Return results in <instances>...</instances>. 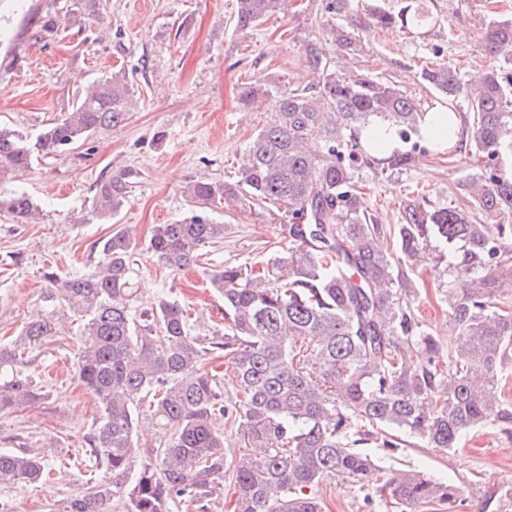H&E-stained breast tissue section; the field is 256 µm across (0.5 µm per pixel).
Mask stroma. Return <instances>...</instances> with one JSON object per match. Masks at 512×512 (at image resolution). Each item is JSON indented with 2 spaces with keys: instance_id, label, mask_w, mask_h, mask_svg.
<instances>
[{
  "instance_id": "stroma-1",
  "label": "stroma",
  "mask_w": 512,
  "mask_h": 512,
  "mask_svg": "<svg viewBox=\"0 0 512 512\" xmlns=\"http://www.w3.org/2000/svg\"><path fill=\"white\" fill-rule=\"evenodd\" d=\"M440 28L423 37L398 29L362 25L364 51L358 73L396 82L422 105L439 102L421 82L424 62L442 59L460 72L496 66L481 47L492 16L511 15L512 0H422ZM236 0H107L102 17L86 14L80 0H15L0 10V125L33 136L66 112L93 80L123 70L133 84V106L125 123L97 132L65 154L33 164L5 191L27 192L39 206V223L24 224L0 213V257L17 253L20 264L0 271V342L15 339L32 311L42 306V270L55 266L76 274L91 266L93 244L122 225L146 240L154 225L189 217L182 187L200 176L234 182L255 131L270 122L266 107L245 111L237 103L244 83L275 80L283 89L312 83L302 45L325 39L322 0H293L288 14L252 30H235ZM54 12L57 32L43 40L29 29L33 16ZM131 169L137 183L129 201L109 224L95 217L90 202L97 181ZM471 171L448 163L427 148L414 152L405 171L361 169L359 183L373 216L384 229L399 224L407 201L426 196L448 201V188ZM224 241L212 247L208 267H263L288 244V220L276 207L231 204L216 216ZM135 284L152 296L168 295L189 305L193 332L204 336L224 325V299L202 270L174 274L149 253L138 259ZM412 308L440 343H447L448 263L428 260L411 275ZM80 338L64 334L32 353L28 373L46 393L40 405L0 413V448L40 445L56 468L81 455L100 414L98 398L77 379ZM385 467L417 469L454 484L451 505L427 512H512V441L486 429L462 449L430 448L421 441L387 453L368 447ZM103 471L88 465L77 474H57L35 487L0 486L5 512H62L87 481ZM325 512H398L352 480L324 481Z\"/></svg>"
}]
</instances>
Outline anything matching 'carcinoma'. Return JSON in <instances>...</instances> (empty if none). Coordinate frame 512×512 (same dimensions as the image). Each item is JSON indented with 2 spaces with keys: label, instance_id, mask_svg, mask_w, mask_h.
I'll list each match as a JSON object with an SVG mask.
<instances>
[{
  "label": "carcinoma",
  "instance_id": "cac0c4a2",
  "mask_svg": "<svg viewBox=\"0 0 512 512\" xmlns=\"http://www.w3.org/2000/svg\"><path fill=\"white\" fill-rule=\"evenodd\" d=\"M290 2L237 0L234 27L252 29L286 13ZM324 10L340 19L330 34L346 54L363 49L351 24L362 10L380 28L437 25L418 0H397L389 9L378 0H326ZM57 28L48 12L38 17L33 38ZM482 47L512 62V18H491ZM303 49L315 75L310 87L284 91L273 80L241 90L242 105L268 100L277 117L252 137L237 181L192 180L183 190L191 216L154 225L146 245L119 229L97 243L98 260L87 272L46 270L52 311L36 312L19 336L0 345V412L30 407L45 398L27 373L30 354L61 335L64 323H77L78 378L101 404L86 448L105 476L63 512H110L114 501L124 512H172L178 502L184 512H207L209 499L224 490L227 467L233 512H323L318 488L338 474L402 512H416L455 502L459 489L422 472L385 468L358 446L374 440L399 448L403 433L454 451L488 427L512 439V402L499 390L500 369L512 362V309L499 303L512 286V73L492 67L463 75L445 61L422 66L428 87L467 102L461 135L473 171L449 186L462 203L431 205L421 197L406 205L395 230L397 256L368 211L356 172L410 165L421 104L390 80L345 71L320 42ZM132 102L119 70L90 85L33 138L0 127V184L121 125ZM373 118L396 126L411 150L371 156L355 130ZM135 178L131 170L101 178L92 212L118 215ZM230 202L283 211L290 241L287 255L258 274L243 265L208 273L224 296V329L194 335L188 307L167 295L136 309L137 255L145 250L175 273L200 266L204 249L224 239V225L210 214ZM1 212L24 222L39 216L20 190L0 196ZM434 241L453 247L439 254L448 259L455 295L448 332L459 336L445 355L413 312L407 275ZM220 354L239 382L233 398L224 397L207 368ZM223 419L238 424L242 439L230 461ZM143 420L155 430L150 443L139 438ZM49 474L38 449L0 448V486H31Z\"/></svg>",
  "mask_w": 512,
  "mask_h": 512
}]
</instances>
